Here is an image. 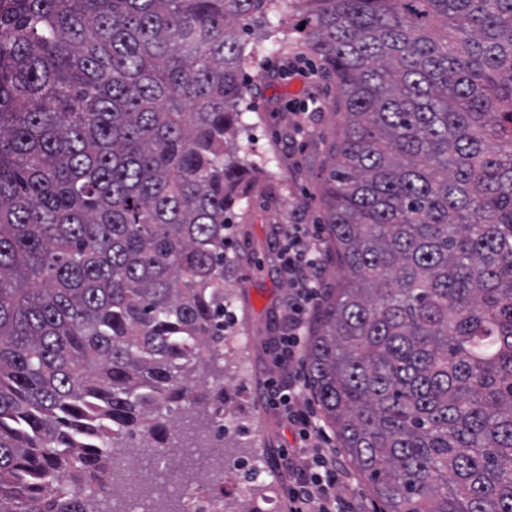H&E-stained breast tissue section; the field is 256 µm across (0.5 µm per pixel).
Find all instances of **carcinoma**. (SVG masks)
<instances>
[{"instance_id":"obj_1","label":"carcinoma","mask_w":512,"mask_h":512,"mask_svg":"<svg viewBox=\"0 0 512 512\" xmlns=\"http://www.w3.org/2000/svg\"><path fill=\"white\" fill-rule=\"evenodd\" d=\"M304 2L344 107L309 387L378 512H512V0ZM280 3L0 0V512L237 441L224 228Z\"/></svg>"}]
</instances>
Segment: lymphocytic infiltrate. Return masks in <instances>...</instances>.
Returning <instances> with one entry per match:
<instances>
[{
	"instance_id": "1",
	"label": "lymphocytic infiltrate",
	"mask_w": 512,
	"mask_h": 512,
	"mask_svg": "<svg viewBox=\"0 0 512 512\" xmlns=\"http://www.w3.org/2000/svg\"><path fill=\"white\" fill-rule=\"evenodd\" d=\"M280 273L288 283L284 331L272 351L283 378L268 379L265 394L300 450L289 454L287 512H361L357 502L337 488L348 472L336 457L332 439L320 425L316 404L303 376L305 338L312 312L325 288L323 273L329 254L316 224H292L278 246Z\"/></svg>"
}]
</instances>
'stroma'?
<instances>
[{"label": "stroma", "mask_w": 512, "mask_h": 512, "mask_svg": "<svg viewBox=\"0 0 512 512\" xmlns=\"http://www.w3.org/2000/svg\"><path fill=\"white\" fill-rule=\"evenodd\" d=\"M295 29L284 45L264 40L253 31L249 45L259 46L262 65L248 66L251 90L242 114L243 134L254 160L265 161L258 172L259 188L247 205L237 209L226 230L224 292L235 315L232 342L224 349V383L246 392L240 404L244 431L238 445L224 451L225 463L254 459L278 484L280 500L288 485L276 464L281 450L298 441L264 398V385L275 376L273 340L281 333L288 285L277 273V242L292 224H318L330 156L340 134L343 112L333 78L304 48L300 25L305 21L301 0H288ZM247 344H239V337Z\"/></svg>", "instance_id": "35a3bbf8"}]
</instances>
